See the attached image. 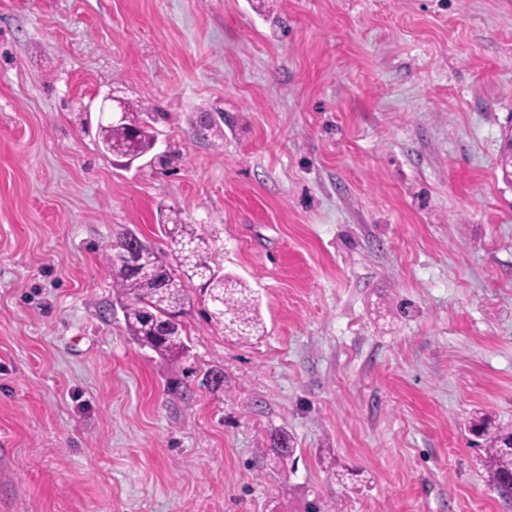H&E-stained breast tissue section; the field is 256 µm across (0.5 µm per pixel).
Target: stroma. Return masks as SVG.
<instances>
[{
  "mask_svg": "<svg viewBox=\"0 0 512 512\" xmlns=\"http://www.w3.org/2000/svg\"><path fill=\"white\" fill-rule=\"evenodd\" d=\"M108 92L171 165L104 153ZM511 128L512 0H0V512H512L468 433L512 423ZM174 214L249 341L195 281L188 352L127 334L102 248Z\"/></svg>",
  "mask_w": 512,
  "mask_h": 512,
  "instance_id": "obj_1",
  "label": "stroma"
}]
</instances>
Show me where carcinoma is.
<instances>
[{
    "mask_svg": "<svg viewBox=\"0 0 512 512\" xmlns=\"http://www.w3.org/2000/svg\"><path fill=\"white\" fill-rule=\"evenodd\" d=\"M124 108L123 120L100 125L101 144L104 151L119 159L138 160L155 147V113L130 101ZM164 229L180 268L178 275L170 265L156 263L158 255L152 246L130 233L105 247L112 288L120 301L128 335L161 356L186 352L181 317L186 314L189 298L183 281L194 279L202 282L212 306L210 319L224 335L246 340L258 332L260 320L250 289L212 266L205 239L191 225L176 219L164 224ZM128 250L143 257L136 271L120 258V253ZM470 433L481 452L479 464L487 475V485L505 504H511L512 426H496L482 417L473 421Z\"/></svg>",
    "mask_w": 512,
    "mask_h": 512,
    "instance_id": "obj_1",
    "label": "carcinoma"
}]
</instances>
